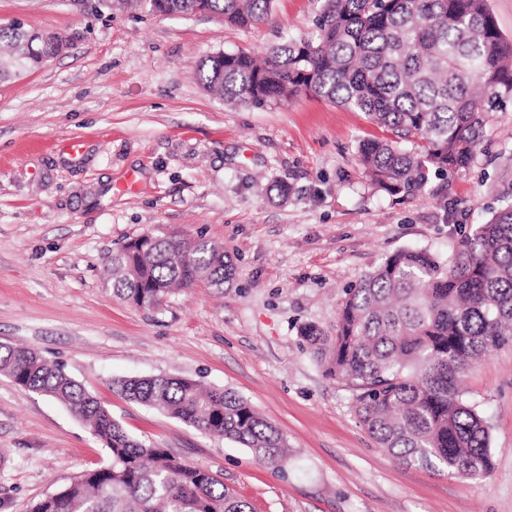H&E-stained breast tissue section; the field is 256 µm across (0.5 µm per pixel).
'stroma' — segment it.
I'll return each instance as SVG.
<instances>
[{
  "label": "stroma",
  "mask_w": 512,
  "mask_h": 512,
  "mask_svg": "<svg viewBox=\"0 0 512 512\" xmlns=\"http://www.w3.org/2000/svg\"><path fill=\"white\" fill-rule=\"evenodd\" d=\"M318 0H272L250 28L221 16L135 15L98 0H0V24L66 37L0 82V343L62 362L125 430L221 477L252 512H512V345L468 372L493 467L476 481L405 465L359 423L354 396L300 337L332 329L347 288L408 248L451 255L512 184V101L489 115L469 169L420 193L371 186L364 113L314 97L240 106L197 65L309 35ZM83 143L80 154L71 141ZM205 235L235 266L142 310L113 296L107 256L146 233ZM167 374L226 388L280 431V468L113 393L111 378ZM106 449L59 402L0 374V512L34 503Z\"/></svg>",
  "instance_id": "35a3bbf8"
}]
</instances>
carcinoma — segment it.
Instances as JSON below:
<instances>
[{
	"label": "carcinoma",
	"instance_id": "cac0c4a2",
	"mask_svg": "<svg viewBox=\"0 0 512 512\" xmlns=\"http://www.w3.org/2000/svg\"><path fill=\"white\" fill-rule=\"evenodd\" d=\"M271 0H119L126 10L205 12L240 28L266 20ZM66 45L0 25V81L54 58ZM203 85L230 104L274 105L312 96L363 112L390 131L359 146L370 185L421 191L429 173L469 167L487 113L512 100V40L487 0H322L315 32L262 55L204 57ZM112 292L151 310L197 282L234 276L224 248L203 236H138L106 260ZM300 336L326 372L354 391V412L400 462L467 480L492 468L489 430L463 400L462 378L484 354L512 343V203L462 239L446 260L424 249L388 255L345 291L336 328ZM0 374L64 404L108 451V462L37 501L31 512H251L210 471L130 435L65 366L0 344ZM112 391L200 432L249 449L277 469L279 430L232 390L188 378H115Z\"/></svg>",
	"mask_w": 512,
	"mask_h": 512
}]
</instances>
